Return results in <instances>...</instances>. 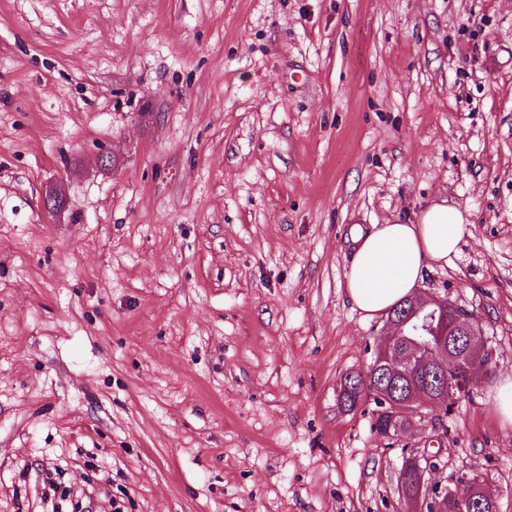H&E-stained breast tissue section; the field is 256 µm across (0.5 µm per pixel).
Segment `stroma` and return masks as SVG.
I'll return each instance as SVG.
<instances>
[{
    "mask_svg": "<svg viewBox=\"0 0 512 512\" xmlns=\"http://www.w3.org/2000/svg\"><path fill=\"white\" fill-rule=\"evenodd\" d=\"M442 199L418 289L494 373L391 446L337 404L385 330L343 284ZM507 377L512 0H0V512L57 466L91 512H412L405 447L512 512Z\"/></svg>",
    "mask_w": 512,
    "mask_h": 512,
    "instance_id": "1",
    "label": "stroma"
}]
</instances>
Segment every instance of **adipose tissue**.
Instances as JSON below:
<instances>
[{"label": "adipose tissue", "instance_id": "ef3b65f1", "mask_svg": "<svg viewBox=\"0 0 512 512\" xmlns=\"http://www.w3.org/2000/svg\"><path fill=\"white\" fill-rule=\"evenodd\" d=\"M468 230V220L448 203L427 207L417 223L373 225L357 232L344 290L364 317L386 314L412 294L424 263L450 262Z\"/></svg>", "mask_w": 512, "mask_h": 512}]
</instances>
